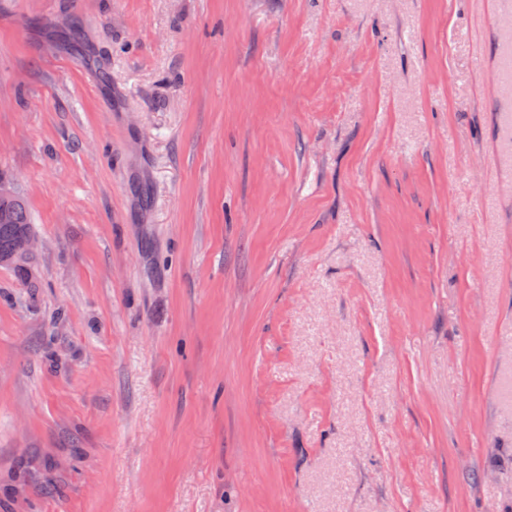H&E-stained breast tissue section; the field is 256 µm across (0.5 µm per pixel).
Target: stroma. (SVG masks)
I'll return each mask as SVG.
<instances>
[{"label": "stroma", "mask_w": 512, "mask_h": 512, "mask_svg": "<svg viewBox=\"0 0 512 512\" xmlns=\"http://www.w3.org/2000/svg\"><path fill=\"white\" fill-rule=\"evenodd\" d=\"M512 0H0V512H512ZM31 221L25 200L11 191L0 195V263H12L23 258L16 242L31 232Z\"/></svg>", "instance_id": "obj_1"}]
</instances>
